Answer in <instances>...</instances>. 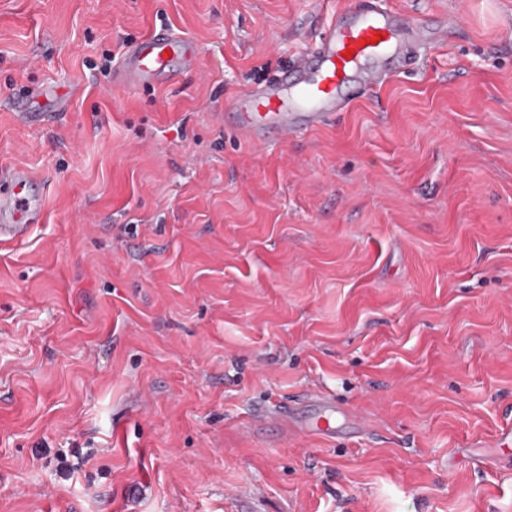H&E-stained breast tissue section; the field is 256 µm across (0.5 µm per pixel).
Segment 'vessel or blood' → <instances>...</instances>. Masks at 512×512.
Masks as SVG:
<instances>
[{"mask_svg": "<svg viewBox=\"0 0 512 512\" xmlns=\"http://www.w3.org/2000/svg\"><path fill=\"white\" fill-rule=\"evenodd\" d=\"M442 37L441 31L426 25L395 20L378 0H370L361 11L334 12L317 38L276 76L250 85L231 100V128L258 145L317 129L348 107V88L382 86L403 72L413 50ZM199 55L198 45L184 34L170 28L152 31L127 47L112 68V85L137 90L178 85L181 74L197 66ZM69 104V95L58 85L42 83L18 93L12 110L18 121L27 123L44 112L67 111ZM33 183L22 169L0 178L1 243L21 240L31 225L43 222L44 204L31 194ZM306 401L313 409L309 417L274 405L255 424L335 436V401L325 394L308 395Z\"/></svg>", "mask_w": 512, "mask_h": 512, "instance_id": "obj_1", "label": "vessel or blood"}]
</instances>
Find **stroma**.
Here are the masks:
<instances>
[{
    "instance_id": "35a3bbf8",
    "label": "stroma",
    "mask_w": 512,
    "mask_h": 512,
    "mask_svg": "<svg viewBox=\"0 0 512 512\" xmlns=\"http://www.w3.org/2000/svg\"><path fill=\"white\" fill-rule=\"evenodd\" d=\"M362 2L0 0V169L47 179L0 244V512H512V0H381L448 36L321 128L213 118ZM164 27L197 69L114 89ZM36 82L68 111L15 123ZM310 392L366 431L249 430Z\"/></svg>"
}]
</instances>
